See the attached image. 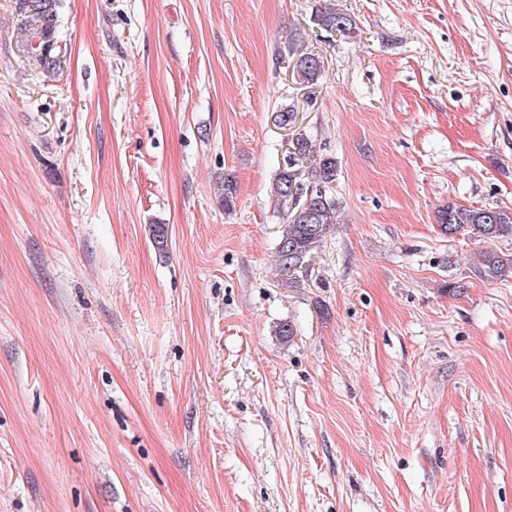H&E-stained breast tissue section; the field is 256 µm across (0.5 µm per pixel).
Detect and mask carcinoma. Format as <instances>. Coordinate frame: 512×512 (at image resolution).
Masks as SVG:
<instances>
[{"label": "carcinoma", "mask_w": 512, "mask_h": 512, "mask_svg": "<svg viewBox=\"0 0 512 512\" xmlns=\"http://www.w3.org/2000/svg\"><path fill=\"white\" fill-rule=\"evenodd\" d=\"M28 18L24 26L26 47L32 64L45 72L61 69L56 54L57 16L53 0H25ZM311 22L327 31L349 35L356 29L351 16L326 7L315 12ZM324 71L319 54L301 53L293 73L301 84H315ZM338 176L336 156L320 153L303 133L292 138L288 161L279 166L272 185L273 196L286 207V224L282 226L276 253L279 269L296 270L321 249L326 235L336 221L339 202L333 194ZM438 223L448 236L460 232L483 241L512 239V207L471 208L450 204L438 212ZM150 236L156 248H168V230L163 224L150 225ZM481 273L496 279L512 268V257L496 251L480 255Z\"/></svg>", "instance_id": "carcinoma-1"}]
</instances>
